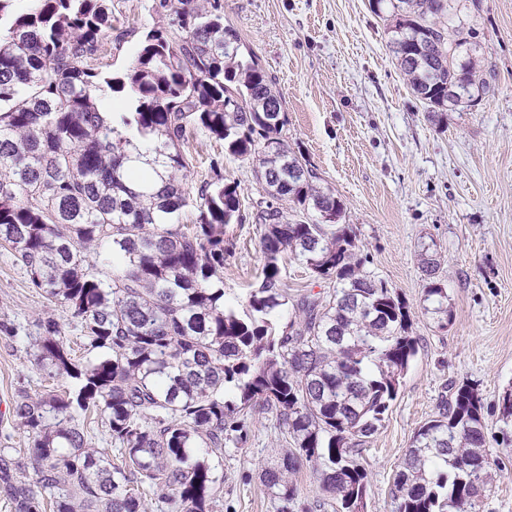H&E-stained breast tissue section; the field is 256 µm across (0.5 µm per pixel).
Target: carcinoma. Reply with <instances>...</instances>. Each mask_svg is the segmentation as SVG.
<instances>
[{"mask_svg": "<svg viewBox=\"0 0 512 512\" xmlns=\"http://www.w3.org/2000/svg\"><path fill=\"white\" fill-rule=\"evenodd\" d=\"M109 0H0V249L31 286L79 320L87 351L71 357L48 317L35 359L74 391L19 392L13 417L27 433L35 479L17 478L0 450V492L15 512H217L224 477L211 454L246 442L244 416L276 414L293 446L260 479L282 512H360L367 473L357 462L399 393L418 339L405 302L364 270L343 202L288 148L282 96L253 52L243 59L220 0H156L167 24L143 35L129 69L91 67L112 34ZM451 0H370L390 14L389 47L414 95L434 112L491 91L472 58L475 32L448 39ZM457 95L448 97V88ZM201 130L255 165L268 196L260 211L262 280L237 313L224 301L227 227L240 220L237 185L205 183L191 196L181 146ZM151 136L141 167L130 133ZM197 223H181L188 207ZM317 217H307L309 212ZM107 243L112 273L88 251ZM332 285L291 302L285 255ZM434 252L421 253L425 310L445 329L448 292ZM292 304L284 326L275 312ZM512 427V386L498 397ZM483 402L463 382L413 436L393 480V512H483L493 489ZM105 425L92 446L85 417ZM313 468L329 498L301 500L292 476Z\"/></svg>", "mask_w": 512, "mask_h": 512, "instance_id": "1", "label": "carcinoma"}]
</instances>
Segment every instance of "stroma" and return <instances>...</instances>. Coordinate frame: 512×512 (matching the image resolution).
<instances>
[{
    "label": "stroma",
    "mask_w": 512,
    "mask_h": 512,
    "mask_svg": "<svg viewBox=\"0 0 512 512\" xmlns=\"http://www.w3.org/2000/svg\"><path fill=\"white\" fill-rule=\"evenodd\" d=\"M220 2L225 24L276 82L291 151L342 200L365 271L400 295L419 339L397 399L359 457L368 473L364 512H392L393 478L414 433L464 381L483 398L485 446L498 476L485 512H512V450L502 443L498 407L512 384V0H452L447 25L475 32L471 57L494 90L440 118L412 93L389 48L387 22L369 0ZM153 5L112 0L117 23L97 57L101 70L131 65L142 35L159 23ZM183 152L192 163L190 191L219 177L237 187L242 219L227 229L235 247L224 262V294L243 307L264 264L257 213L269 197L251 162L204 133L189 135ZM426 246L441 256L453 311L444 330L424 310L419 254ZM49 317L68 345L78 343L71 311L32 288L0 250V448L29 481L30 442L12 406L18 392L36 394L51 383L34 356ZM247 425L246 443L224 450L220 512H280L259 475L290 446L288 430L271 413Z\"/></svg>",
    "instance_id": "1"
}]
</instances>
